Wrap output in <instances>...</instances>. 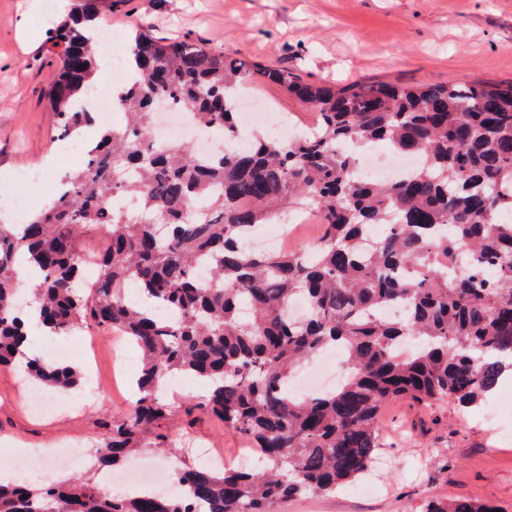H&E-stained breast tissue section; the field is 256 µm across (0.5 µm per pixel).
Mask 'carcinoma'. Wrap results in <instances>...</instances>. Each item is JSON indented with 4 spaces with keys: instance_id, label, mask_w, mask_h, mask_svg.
I'll use <instances>...</instances> for the list:
<instances>
[{
    "instance_id": "obj_1",
    "label": "carcinoma",
    "mask_w": 512,
    "mask_h": 512,
    "mask_svg": "<svg viewBox=\"0 0 512 512\" xmlns=\"http://www.w3.org/2000/svg\"><path fill=\"white\" fill-rule=\"evenodd\" d=\"M100 0H79L48 37L59 67L44 89L59 135L93 123L74 100L90 88ZM135 74L119 98L122 127L103 126L85 164L67 174L47 208L0 224V365L23 357L18 302L24 266L41 324L64 336L93 325L117 330L142 361L128 412L101 422L86 475L39 488L0 482V512H273L304 492L334 493L364 477L380 447L378 417L392 399L470 407L512 356V84L418 86L302 81L202 45L153 36L131 20ZM247 82H270L307 104L316 127L292 141L251 137L201 159L187 142L154 139V109L175 102L204 129L238 136L233 101ZM389 143L420 164L372 184L352 173L343 146ZM130 195L133 214L120 202ZM309 210L322 235L308 251L258 253L244 241L289 210ZM389 230L369 237V228ZM102 228L107 246L80 245ZM205 264L209 278L196 268ZM96 276L75 291L85 269ZM136 288L148 305L126 291ZM308 301L295 322L290 304ZM338 348L345 376L333 390L297 395L293 371ZM38 386L73 391L77 373L40 357L25 363ZM185 374L208 383L200 410L240 433L261 455L257 471L209 469L179 459L185 496L108 495L98 475L147 447L171 451L157 432L174 405L159 387ZM475 498L427 512H497Z\"/></svg>"
}]
</instances>
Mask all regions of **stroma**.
Wrapping results in <instances>:
<instances>
[{"mask_svg": "<svg viewBox=\"0 0 512 512\" xmlns=\"http://www.w3.org/2000/svg\"><path fill=\"white\" fill-rule=\"evenodd\" d=\"M30 0H0V172L42 169L56 175L60 155L43 88L56 68L48 31L60 19L29 12ZM102 22L128 38V17L145 18L159 37L206 44L263 65L285 66L307 83L343 87L448 81L512 82V0H102ZM249 93L306 129L312 111L273 83ZM82 378L101 388L83 402L49 396L37 415L20 400L22 375L0 368V457L9 449L88 445L104 415L125 411L131 388L112 376L126 341L82 327L61 337ZM377 467L333 494L309 493L274 512H425L428 502L488 499L512 512V411L497 397L464 408L388 401L379 416ZM189 427L182 453L202 463L199 446L239 456L244 439L214 417L176 416Z\"/></svg>", "mask_w": 512, "mask_h": 512, "instance_id": "35a3bbf8", "label": "stroma"}]
</instances>
